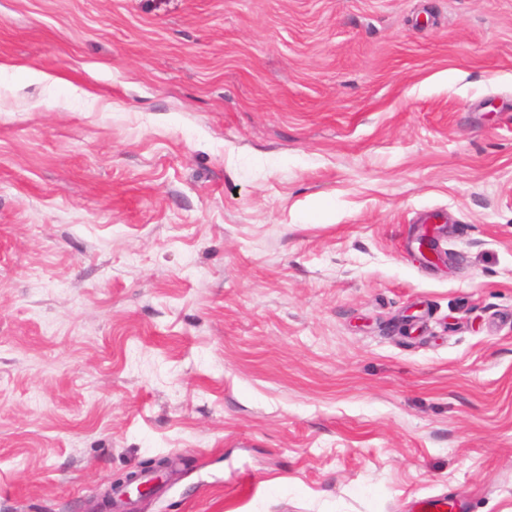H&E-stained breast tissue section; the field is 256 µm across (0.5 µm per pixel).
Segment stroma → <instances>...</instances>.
Returning <instances> with one entry per match:
<instances>
[{"label": "stroma", "mask_w": 512, "mask_h": 512, "mask_svg": "<svg viewBox=\"0 0 512 512\" xmlns=\"http://www.w3.org/2000/svg\"><path fill=\"white\" fill-rule=\"evenodd\" d=\"M1 62L0 512H512V0H0ZM445 219L441 214L429 213L425 218V223L428 224L424 229L419 231L421 233L418 237L421 238V245L418 243V252L423 261L429 265H436L439 262H444L442 253L438 250V240L442 232L441 225H437L436 219ZM436 244V247L433 245ZM151 460H153V463L145 464L139 472L127 473L113 481L112 490L128 502L132 501V493L137 495V499L150 496L153 492L154 482L162 480L164 476L166 477L168 468L166 460Z\"/></svg>", "instance_id": "stroma-1"}]
</instances>
